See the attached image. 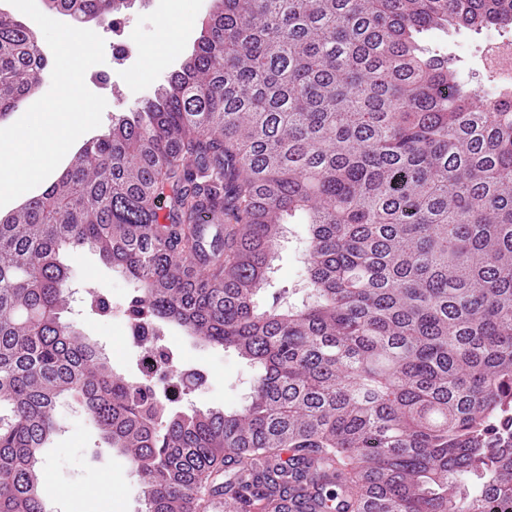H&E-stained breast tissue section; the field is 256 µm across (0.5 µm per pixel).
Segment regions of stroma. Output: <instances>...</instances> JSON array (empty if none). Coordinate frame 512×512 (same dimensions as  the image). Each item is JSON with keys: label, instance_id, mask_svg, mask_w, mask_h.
<instances>
[{"label": "stroma", "instance_id": "1", "mask_svg": "<svg viewBox=\"0 0 512 512\" xmlns=\"http://www.w3.org/2000/svg\"><path fill=\"white\" fill-rule=\"evenodd\" d=\"M211 6L212 0H181L178 14L182 23L164 37L160 34V19L169 9L167 0H136L127 12L131 29L126 37L134 46L137 77H129L127 66L115 63L106 76H99L94 66L85 75L89 90L107 101L102 127H109L113 116L135 111L142 99L179 69L196 44L201 20ZM419 42L455 56L466 76L492 89L498 79L489 68L488 50L512 42V32L485 28L445 33L435 30L421 34ZM161 50L167 54V63L148 66V57ZM307 249L306 225L290 222L268 282L258 296L260 304H271L283 290L288 293L289 304L307 300ZM70 266V286L75 291L71 319L84 336L105 351L117 374L136 376L138 350L126 332L134 285L103 266L87 250L73 253ZM95 294L106 299L105 311L91 308ZM164 344L173 351L178 369H193L205 378L201 387L180 398L178 408L233 410L245 404L256 375L249 360L235 350L201 344L176 328L167 329ZM56 416L61 430L41 452L42 479L65 489L66 495H47L46 512H144L143 480L127 458L101 443L90 418L76 404L61 402Z\"/></svg>", "mask_w": 512, "mask_h": 512}]
</instances>
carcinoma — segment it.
<instances>
[{
    "label": "carcinoma",
    "instance_id": "1",
    "mask_svg": "<svg viewBox=\"0 0 512 512\" xmlns=\"http://www.w3.org/2000/svg\"><path fill=\"white\" fill-rule=\"evenodd\" d=\"M488 27L512 0H214L179 71L0 217V512H46L66 398L141 473L145 512H191L230 466L233 512H288L252 478L287 483L289 451L334 471L344 512H512V87L482 98L419 44ZM45 68L0 13L1 122ZM295 216L313 302L261 310ZM86 248L138 285L131 322L259 365L242 408L174 412L114 374L65 317Z\"/></svg>",
    "mask_w": 512,
    "mask_h": 512
}]
</instances>
